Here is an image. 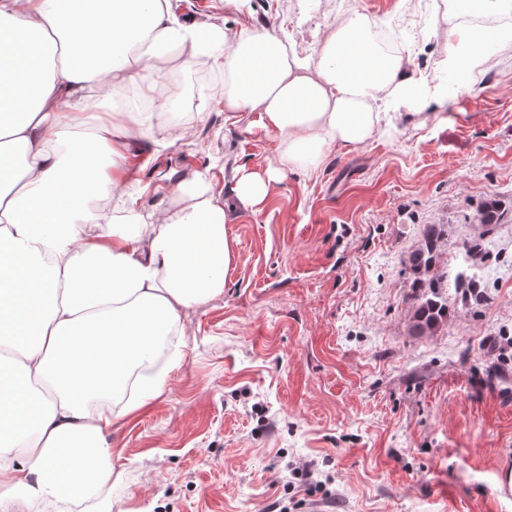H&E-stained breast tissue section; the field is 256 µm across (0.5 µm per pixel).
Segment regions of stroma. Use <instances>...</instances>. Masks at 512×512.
<instances>
[{
  "mask_svg": "<svg viewBox=\"0 0 512 512\" xmlns=\"http://www.w3.org/2000/svg\"><path fill=\"white\" fill-rule=\"evenodd\" d=\"M337 0H174L182 18L275 31L299 56L338 24ZM448 0L399 31L414 76H446ZM487 66L422 115H392L355 150L292 171L257 212L237 210L222 296L189 310L169 389L109 437L110 512H512V214L475 266L480 298L452 292L434 335H410L408 256L448 227L439 271L462 267L477 206H512V29ZM206 68L174 60L188 139L151 147L136 190L168 207L204 174L229 196L236 167L277 143L257 114L228 117ZM209 116L198 122L197 111ZM313 466L311 476L294 466ZM88 502L65 512H89Z\"/></svg>",
  "mask_w": 512,
  "mask_h": 512,
  "instance_id": "1",
  "label": "stroma"
}]
</instances>
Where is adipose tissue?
I'll list each match as a JSON object with an SVG mask.
<instances>
[{
	"label": "adipose tissue",
	"instance_id": "adipose-tissue-1",
	"mask_svg": "<svg viewBox=\"0 0 512 512\" xmlns=\"http://www.w3.org/2000/svg\"><path fill=\"white\" fill-rule=\"evenodd\" d=\"M373 26L350 17L310 61L266 31L177 19L171 0H0V345L15 353L0 365V512L111 481L115 424L166 391L184 313L223 294L233 261V210L204 175L176 183L172 210L130 191L131 149L154 141L178 92L149 123L102 110L113 87L155 98L173 57L212 60L225 112L257 113L277 142L273 163L234 176L236 201L258 211L288 171L371 140L382 111L447 99L381 53ZM495 36L449 28L446 67L478 72ZM160 336L175 337L169 352Z\"/></svg>",
	"mask_w": 512,
	"mask_h": 512
}]
</instances>
